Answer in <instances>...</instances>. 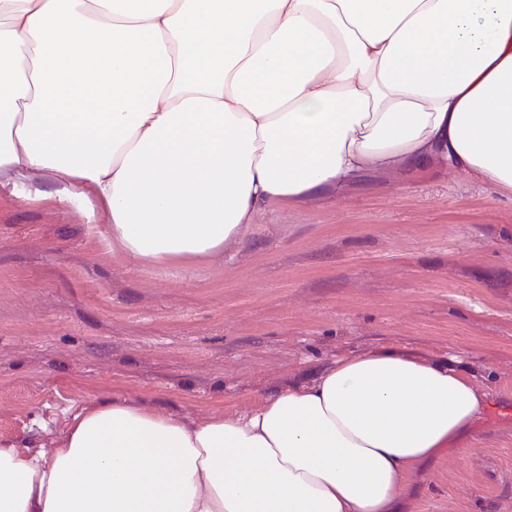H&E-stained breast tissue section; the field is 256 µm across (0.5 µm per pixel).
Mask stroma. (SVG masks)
Listing matches in <instances>:
<instances>
[{
    "mask_svg": "<svg viewBox=\"0 0 512 512\" xmlns=\"http://www.w3.org/2000/svg\"><path fill=\"white\" fill-rule=\"evenodd\" d=\"M0 187V440L52 446L102 396L205 419L339 357H461L492 406L417 465L402 512H512V196L462 173L367 175L274 203L222 257L151 266L109 219Z\"/></svg>",
    "mask_w": 512,
    "mask_h": 512,
    "instance_id": "stroma-1",
    "label": "stroma"
}]
</instances>
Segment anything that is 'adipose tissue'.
Instances as JSON below:
<instances>
[{"mask_svg":"<svg viewBox=\"0 0 512 512\" xmlns=\"http://www.w3.org/2000/svg\"><path fill=\"white\" fill-rule=\"evenodd\" d=\"M435 169L512 195V0H0V186L59 181L135 260ZM486 408L395 348L204 420L95 398L53 448L0 441V512H398Z\"/></svg>","mask_w":512,"mask_h":512,"instance_id":"obj_1","label":"adipose tissue"}]
</instances>
